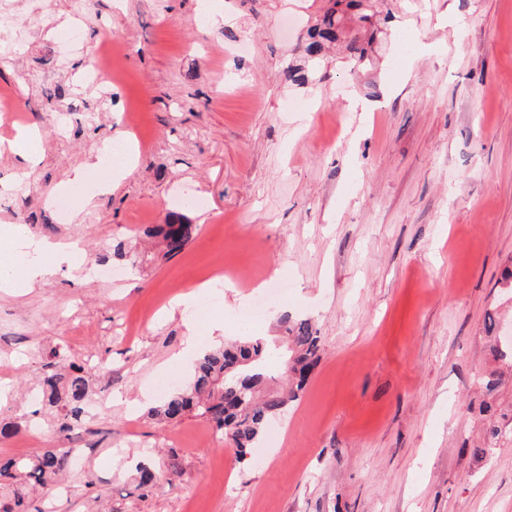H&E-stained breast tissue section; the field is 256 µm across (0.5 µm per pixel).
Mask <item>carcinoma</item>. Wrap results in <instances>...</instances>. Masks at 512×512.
I'll list each match as a JSON object with an SVG mask.
<instances>
[{
    "label": "carcinoma",
    "mask_w": 512,
    "mask_h": 512,
    "mask_svg": "<svg viewBox=\"0 0 512 512\" xmlns=\"http://www.w3.org/2000/svg\"><path fill=\"white\" fill-rule=\"evenodd\" d=\"M388 0H328L327 6L310 29V41L304 53L312 66L320 64L326 48L338 45L348 56L360 61L371 57L376 25L373 18L378 6ZM281 76L285 82L302 85L308 72L287 63ZM196 225L185 215L171 211L167 223L158 227L167 253H178L192 240ZM284 335L267 340L242 334L235 342L210 347L198 359L191 382L164 399L151 410V415L176 420L188 413L205 417L224 432L227 442L243 455L256 447L269 422L296 399L314 368L319 336L308 318L279 316ZM484 331L492 341L490 354L496 361L512 364V346L499 344L498 317L486 314ZM47 365L40 383L37 401L51 410L57 431L67 433L81 425L90 395V376L109 370L101 362L91 366L77 363L57 352ZM278 365L288 390L266 387L269 368ZM502 375H484L481 385L484 399L482 411L490 414L483 428L482 445L497 448L512 444V412H497V393ZM75 448L49 445L32 456L10 458L0 463V512H28L30 502L13 485L20 481L32 489L51 490L53 480L67 471L76 454Z\"/></svg>",
    "instance_id": "cac0c4a2"
}]
</instances>
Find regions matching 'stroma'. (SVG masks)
I'll list each match as a JSON object with an SVG mask.
<instances>
[{
    "mask_svg": "<svg viewBox=\"0 0 512 512\" xmlns=\"http://www.w3.org/2000/svg\"><path fill=\"white\" fill-rule=\"evenodd\" d=\"M325 4L0 0V95L21 116L0 121V225L84 249L38 287L0 288V421L18 426L0 458L82 450L49 512H512V447L478 449L476 392L487 310L512 323L496 288L512 260V0H392L372 61L332 57L286 85ZM75 28L81 47L64 46ZM108 39L116 79L91 84L86 48ZM27 128L32 164L8 146ZM122 139L134 160L96 162ZM79 169L102 191L57 217L49 198L83 195ZM183 194L204 204L167 255L154 229ZM233 263L251 278L190 319L181 296L207 301ZM98 265L117 279L90 277ZM283 275L257 333L288 312L321 350L268 456L237 458L199 416L152 420L157 380L191 379L187 322L202 348L239 336L250 293ZM55 350L112 365L65 436L24 418Z\"/></svg>",
    "mask_w": 512,
    "mask_h": 512,
    "instance_id": "1",
    "label": "stroma"
}]
</instances>
